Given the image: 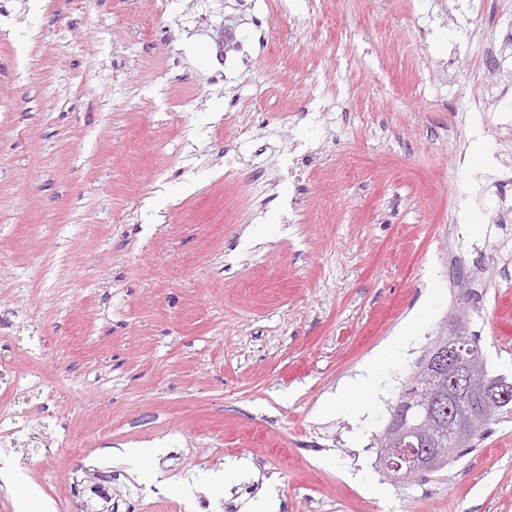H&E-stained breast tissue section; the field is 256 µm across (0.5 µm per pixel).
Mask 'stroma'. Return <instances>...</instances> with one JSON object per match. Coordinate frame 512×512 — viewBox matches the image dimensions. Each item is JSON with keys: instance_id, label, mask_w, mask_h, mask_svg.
Listing matches in <instances>:
<instances>
[{"instance_id": "35a3bbf8", "label": "stroma", "mask_w": 512, "mask_h": 512, "mask_svg": "<svg viewBox=\"0 0 512 512\" xmlns=\"http://www.w3.org/2000/svg\"><path fill=\"white\" fill-rule=\"evenodd\" d=\"M211 9L0 0V461L53 512L98 487L119 512H512V416L398 484L373 447L450 317L512 377V0ZM226 26L250 62L223 76ZM425 299L361 411L324 410Z\"/></svg>"}]
</instances>
